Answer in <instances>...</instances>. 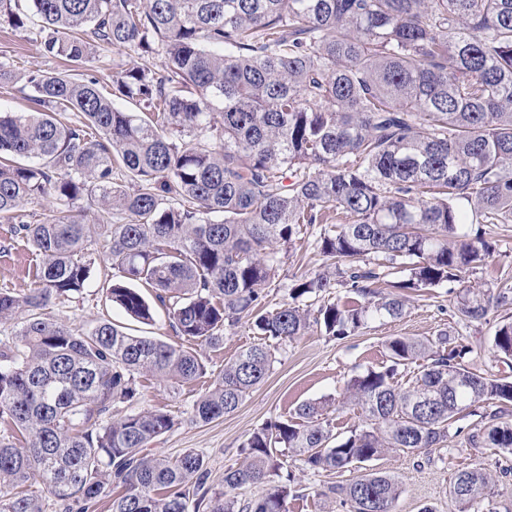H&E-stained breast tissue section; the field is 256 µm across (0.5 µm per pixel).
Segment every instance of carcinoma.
<instances>
[{
    "label": "carcinoma",
    "instance_id": "carcinoma-1",
    "mask_svg": "<svg viewBox=\"0 0 512 512\" xmlns=\"http://www.w3.org/2000/svg\"><path fill=\"white\" fill-rule=\"evenodd\" d=\"M2 24L36 31L46 54L77 66L104 45L160 65L121 68L110 96L92 77L31 72L34 109L0 111V221L15 222L37 258L33 288L0 289V325L26 313L0 336V512H44L45 494L60 512H89L106 496L111 512H188L191 502L194 512H287L284 452L341 471L388 448H433L463 433L467 416L480 423L466 444L512 455V375L473 370L469 345L440 330L389 340L391 365L350 379L342 404L361 407L365 427L337 442L327 408L303 403L297 421L247 437L245 463L225 468L216 492L204 455L148 452L176 421L139 404L141 377L205 376L197 350L108 319L71 328L50 311L86 287L95 235L113 304L143 322L160 306L178 336L212 349L243 319L264 339L292 340L312 323L345 338L401 317L407 290L460 282L490 254L472 226L512 223V0H0ZM118 169L134 189L116 182ZM83 199L121 223H84ZM44 200L53 207L23 220L25 205ZM314 224L330 268L297 280L293 303L262 310L274 245ZM398 265L407 278L378 291ZM337 286L363 303H325L312 319L297 305ZM492 308L511 309L512 290L466 288L458 301L469 323ZM492 351L512 364V319L496 326ZM271 365L266 344L243 350L197 396L191 420L234 412ZM117 404L127 411L115 417ZM510 473L464 469L449 493L467 512ZM247 484L267 489L240 504L233 492ZM341 493L353 512H392L399 484L370 473Z\"/></svg>",
    "mask_w": 512,
    "mask_h": 512
}]
</instances>
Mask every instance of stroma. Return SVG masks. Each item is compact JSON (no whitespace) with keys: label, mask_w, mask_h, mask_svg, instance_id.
Listing matches in <instances>:
<instances>
[{"label":"stroma","mask_w":512,"mask_h":512,"mask_svg":"<svg viewBox=\"0 0 512 512\" xmlns=\"http://www.w3.org/2000/svg\"><path fill=\"white\" fill-rule=\"evenodd\" d=\"M0 60L14 63L17 70L54 71L63 69L62 60L45 56L39 36L19 34L9 27H0ZM492 244L489 256L476 269L466 272L462 283L411 292L405 314L398 319L384 318L370 322L354 335L343 339L329 336L317 327L293 340L272 344L273 366L265 380L249 392L233 413L210 423L190 421L193 400L207 389L213 372L223 368L240 351L257 343L258 338L248 323L226 328L224 344L205 352L208 376L190 384L160 383L148 378L143 382L142 403L169 410L177 416V425L157 438L150 446L152 453L173 458L187 451L206 456L211 469V483H218L224 470L242 461L240 446L255 429L271 420H291L296 408L305 402H323L334 410V432L346 437L350 431L364 426L360 407L342 405L349 379L369 369L389 366L386 348L396 336L422 338L447 329L463 337L472 351L467 357L471 368L483 373L502 374L507 367L492 355L491 341L502 314L490 311L486 320L467 323L457 312L458 295L465 286L512 288V224H490L485 228ZM318 226H311L288 246L280 247L279 263L274 276L263 291L261 305L273 310L288 304L294 280L320 271L325 259L316 239ZM102 240H93L89 248L95 264L87 288L72 301L53 307L55 318L65 324L92 327L106 318L134 335L151 336L170 344L179 338L170 326L167 312L157 309L154 320L143 324L112 305L107 289L112 282V269L102 248ZM34 256L18 239L11 225L0 223V289L21 293L31 288ZM286 467L293 470L299 484L288 500V512H350L344 496H324L330 486L348 484L356 470L325 472L306 468L300 458L284 456ZM511 466L512 456L493 453L487 448L469 447L463 438L439 444L410 457L390 449L367 466L368 472L394 476L400 483V494L394 512H421L431 507L434 512H459L449 494L457 472L465 468L484 467L490 470Z\"/></svg>","instance_id":"obj_1"}]
</instances>
